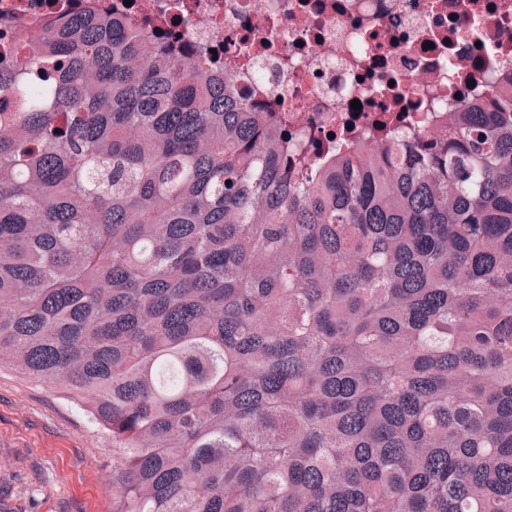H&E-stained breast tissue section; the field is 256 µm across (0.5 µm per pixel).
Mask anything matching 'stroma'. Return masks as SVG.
<instances>
[{
  "mask_svg": "<svg viewBox=\"0 0 512 512\" xmlns=\"http://www.w3.org/2000/svg\"><path fill=\"white\" fill-rule=\"evenodd\" d=\"M120 459L66 389L0 366V512H112Z\"/></svg>",
  "mask_w": 512,
  "mask_h": 512,
  "instance_id": "obj_1",
  "label": "stroma"
}]
</instances>
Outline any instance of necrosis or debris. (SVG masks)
<instances>
[{
    "label": "necrosis or debris",
    "instance_id": "4bbe7bcc",
    "mask_svg": "<svg viewBox=\"0 0 512 512\" xmlns=\"http://www.w3.org/2000/svg\"><path fill=\"white\" fill-rule=\"evenodd\" d=\"M128 1L139 20L177 17L185 45L223 44L235 91L279 113L303 151L383 141L512 78V0H0V25Z\"/></svg>",
    "mask_w": 512,
    "mask_h": 512
}]
</instances>
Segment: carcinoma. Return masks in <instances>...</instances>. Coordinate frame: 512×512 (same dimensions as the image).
I'll return each mask as SVG.
<instances>
[{
	"label": "carcinoma",
	"mask_w": 512,
	"mask_h": 512,
	"mask_svg": "<svg viewBox=\"0 0 512 512\" xmlns=\"http://www.w3.org/2000/svg\"><path fill=\"white\" fill-rule=\"evenodd\" d=\"M0 55V363L122 449L113 512H512V91L288 165L86 13Z\"/></svg>",
	"instance_id": "1"
}]
</instances>
